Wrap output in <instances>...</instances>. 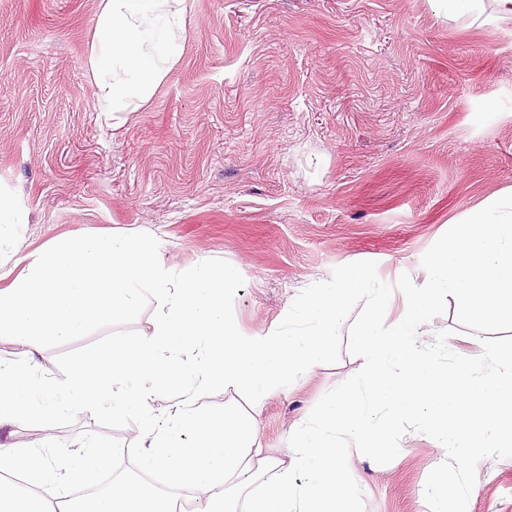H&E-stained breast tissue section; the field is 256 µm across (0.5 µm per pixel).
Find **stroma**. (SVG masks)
Returning <instances> with one entry per match:
<instances>
[{"label":"stroma","mask_w":512,"mask_h":512,"mask_svg":"<svg viewBox=\"0 0 512 512\" xmlns=\"http://www.w3.org/2000/svg\"><path fill=\"white\" fill-rule=\"evenodd\" d=\"M183 52L121 129L99 112L84 56L97 0H0V192L23 259L61 237L145 232L166 263L240 268L235 321L277 324L335 267L423 277L456 217L512 189V22H451L435 0H189ZM463 356L483 335L455 304L426 323ZM363 366L342 354L278 391L257 418L271 453ZM66 427L16 424L11 442L66 459ZM440 450L406 433L389 464L350 457L365 512H422ZM467 512H512V458H486Z\"/></svg>","instance_id":"35a3bbf8"}]
</instances>
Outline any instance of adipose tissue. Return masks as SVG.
<instances>
[{"label": "adipose tissue", "instance_id": "1", "mask_svg": "<svg viewBox=\"0 0 512 512\" xmlns=\"http://www.w3.org/2000/svg\"><path fill=\"white\" fill-rule=\"evenodd\" d=\"M438 2L452 20L474 23L490 8L512 20V0ZM186 11L187 0H98L85 67L99 111L134 112L151 99L182 53ZM113 468V450L91 439L54 469L34 449L0 442V472L23 480L9 489L0 485V512H175L171 496L138 477L114 475L111 493L72 497V484L95 486Z\"/></svg>", "mask_w": 512, "mask_h": 512}]
</instances>
